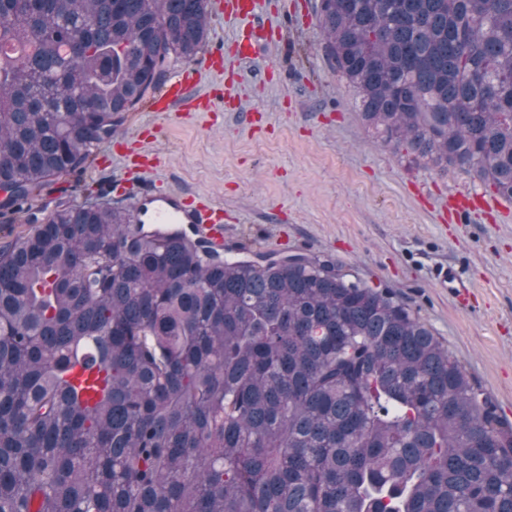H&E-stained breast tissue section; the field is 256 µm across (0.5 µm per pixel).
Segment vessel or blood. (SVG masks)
<instances>
[{
	"instance_id": "obj_1",
	"label": "vessel or blood",
	"mask_w": 512,
	"mask_h": 512,
	"mask_svg": "<svg viewBox=\"0 0 512 512\" xmlns=\"http://www.w3.org/2000/svg\"><path fill=\"white\" fill-rule=\"evenodd\" d=\"M262 0H224L222 8L227 15L240 22L234 42L237 59H254L262 45L271 41V29L262 18ZM202 71L193 66H180L169 72L162 88L152 98L149 109L153 112H192L198 105L207 110L217 108L214 96L201 92ZM132 214L142 224H192L215 246H223L224 229L214 220L213 208L191 205L175 191L158 192L156 186L144 188L134 201Z\"/></svg>"
}]
</instances>
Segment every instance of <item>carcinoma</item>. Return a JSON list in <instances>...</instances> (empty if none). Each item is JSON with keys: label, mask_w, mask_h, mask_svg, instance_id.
<instances>
[{"label": "carcinoma", "mask_w": 512, "mask_h": 512, "mask_svg": "<svg viewBox=\"0 0 512 512\" xmlns=\"http://www.w3.org/2000/svg\"><path fill=\"white\" fill-rule=\"evenodd\" d=\"M208 0H0V200L81 172ZM367 127L512 199V0H317ZM0 512H512V424L388 289L107 204L0 244Z\"/></svg>", "instance_id": "obj_1"}]
</instances>
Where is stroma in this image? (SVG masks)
<instances>
[{"label": "stroma", "mask_w": 512, "mask_h": 512, "mask_svg": "<svg viewBox=\"0 0 512 512\" xmlns=\"http://www.w3.org/2000/svg\"><path fill=\"white\" fill-rule=\"evenodd\" d=\"M263 0L281 28L260 59L238 62L236 21L209 16L202 54L222 51L223 74L204 91L230 94L220 112L163 116L145 106L95 149L86 168L50 182L38 202L92 199L130 208L123 154H158L163 189L224 209V252H288L337 260L345 271L399 298L447 345L470 379L512 421V201L455 221L439 209L456 194L495 199L463 169L426 170L366 127L354 90L325 55L315 0ZM244 99L254 120L236 113ZM458 268L459 302L439 268Z\"/></svg>", "instance_id": "stroma-1"}]
</instances>
